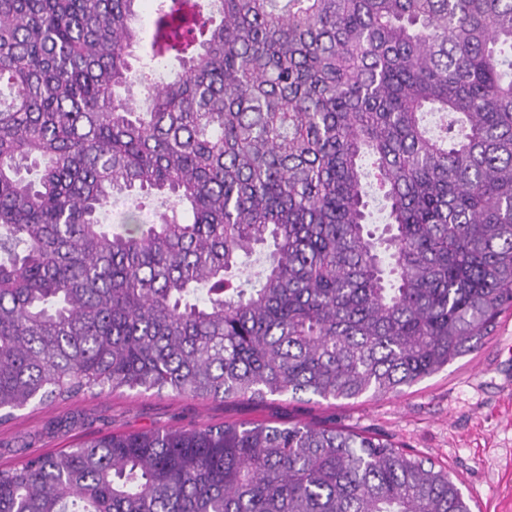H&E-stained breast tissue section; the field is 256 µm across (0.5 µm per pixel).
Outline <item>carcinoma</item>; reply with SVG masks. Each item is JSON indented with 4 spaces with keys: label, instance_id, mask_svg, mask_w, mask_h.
<instances>
[{
    "label": "carcinoma",
    "instance_id": "obj_1",
    "mask_svg": "<svg viewBox=\"0 0 512 512\" xmlns=\"http://www.w3.org/2000/svg\"><path fill=\"white\" fill-rule=\"evenodd\" d=\"M137 2L0 0V420L377 397L473 353L512 308V0H159L135 70ZM117 190L184 215L104 224ZM0 512L472 510L388 440L242 423L33 456Z\"/></svg>",
    "mask_w": 512,
    "mask_h": 512
}]
</instances>
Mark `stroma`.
Masks as SVG:
<instances>
[{
    "label": "stroma",
    "instance_id": "35a3bbf8",
    "mask_svg": "<svg viewBox=\"0 0 512 512\" xmlns=\"http://www.w3.org/2000/svg\"><path fill=\"white\" fill-rule=\"evenodd\" d=\"M338 426L448 470L472 512H512V309L470 355L401 393L358 400H201L141 389L29 406L0 423V466L108 433L239 423Z\"/></svg>",
    "mask_w": 512,
    "mask_h": 512
}]
</instances>
